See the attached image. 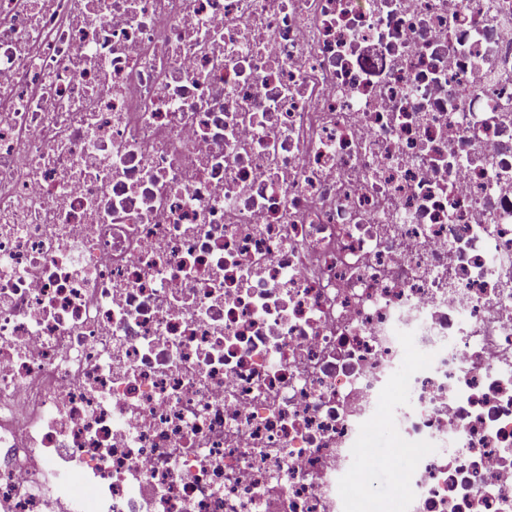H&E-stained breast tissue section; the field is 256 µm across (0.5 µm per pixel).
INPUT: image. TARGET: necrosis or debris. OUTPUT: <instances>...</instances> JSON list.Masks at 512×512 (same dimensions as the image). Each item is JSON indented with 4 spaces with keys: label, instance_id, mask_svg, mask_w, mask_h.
<instances>
[{
    "label": "necrosis or debris",
    "instance_id": "4bbe7bcc",
    "mask_svg": "<svg viewBox=\"0 0 512 512\" xmlns=\"http://www.w3.org/2000/svg\"><path fill=\"white\" fill-rule=\"evenodd\" d=\"M512 512V0H0V512ZM364 448L374 461L373 482L375 493L368 498L359 499L353 512H395L397 472L386 466V461L394 455L401 457L403 464L412 461V454L405 448H399V437L395 429H370L364 437Z\"/></svg>",
    "mask_w": 512,
    "mask_h": 512
}]
</instances>
